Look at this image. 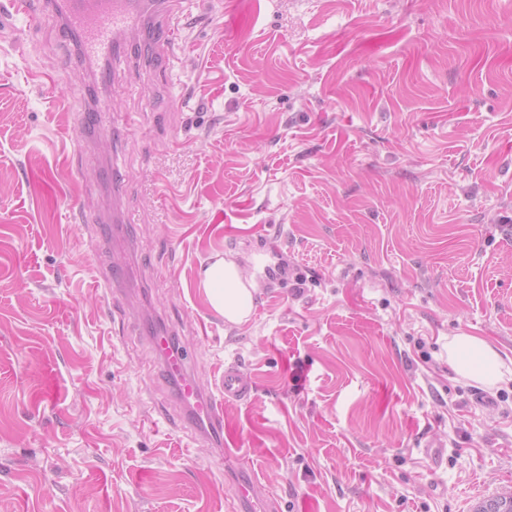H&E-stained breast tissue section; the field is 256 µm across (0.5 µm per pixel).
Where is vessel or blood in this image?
Segmentation results:
<instances>
[{
	"label": "vessel or blood",
	"instance_id": "vessel-or-blood-1",
	"mask_svg": "<svg viewBox=\"0 0 512 512\" xmlns=\"http://www.w3.org/2000/svg\"><path fill=\"white\" fill-rule=\"evenodd\" d=\"M153 7L151 0H62L64 16L59 26L62 39H69L73 29L86 33L83 50L91 57H115L126 36L145 28L146 17ZM181 29L169 16L154 25L151 60L159 69H171L177 60ZM151 341L163 361L166 372L177 381V396L192 415L195 424L208 427L215 435L224 433V406L251 399L255 384L236 364L225 365L215 391H204L189 371L184 353L171 350V338L152 333ZM275 503L262 483L244 476L237 485L232 512H274Z\"/></svg>",
	"mask_w": 512,
	"mask_h": 512
}]
</instances>
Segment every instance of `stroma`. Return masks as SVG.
I'll return each instance as SVG.
<instances>
[{"instance_id": "stroma-1", "label": "stroma", "mask_w": 512, "mask_h": 512, "mask_svg": "<svg viewBox=\"0 0 512 512\" xmlns=\"http://www.w3.org/2000/svg\"><path fill=\"white\" fill-rule=\"evenodd\" d=\"M176 20L172 73L109 60L106 83L52 16L0 35V512H230L142 321L204 390L251 376L224 433L277 512L512 494V382L448 362L462 334L512 361V0H182ZM221 253L255 288L240 327L199 284ZM116 260L123 290L94 287Z\"/></svg>"}]
</instances>
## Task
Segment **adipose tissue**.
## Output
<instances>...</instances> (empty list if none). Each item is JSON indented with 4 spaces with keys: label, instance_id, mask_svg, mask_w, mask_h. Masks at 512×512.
<instances>
[{
    "label": "adipose tissue",
    "instance_id": "1",
    "mask_svg": "<svg viewBox=\"0 0 512 512\" xmlns=\"http://www.w3.org/2000/svg\"><path fill=\"white\" fill-rule=\"evenodd\" d=\"M201 286L210 306L229 324L246 323L254 304V288L244 279L235 261H217L203 273ZM448 360L458 374L479 385L495 387L512 381L494 345L475 335L453 337L448 342Z\"/></svg>",
    "mask_w": 512,
    "mask_h": 512
}]
</instances>
